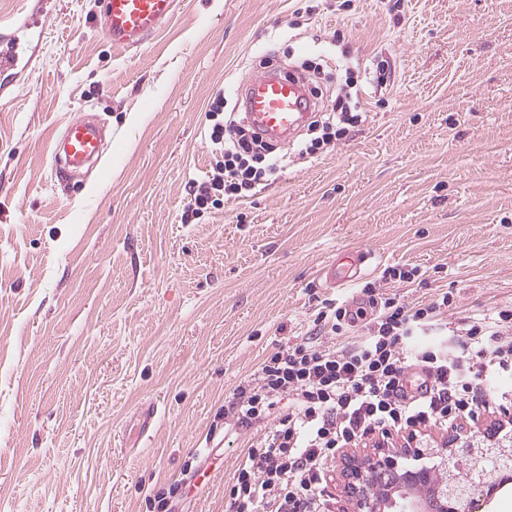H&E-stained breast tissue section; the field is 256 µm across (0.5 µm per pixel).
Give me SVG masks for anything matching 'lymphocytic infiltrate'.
Returning a JSON list of instances; mask_svg holds the SVG:
<instances>
[{"label":"lymphocytic infiltrate","instance_id":"lymphocytic-infiltrate-1","mask_svg":"<svg viewBox=\"0 0 512 512\" xmlns=\"http://www.w3.org/2000/svg\"><path fill=\"white\" fill-rule=\"evenodd\" d=\"M359 98L345 94L312 122L303 154L316 155L363 121ZM214 164L193 184L181 220L190 223L225 201L252 196L279 166L276 148L224 112L208 109ZM368 305L331 303L316 321L326 340L301 339L269 356L224 408V430H258L226 496L228 512H332L326 470L341 449L371 436L411 434L512 407V311L448 327L447 294L414 306L365 286ZM355 341L338 344L348 327ZM438 337L435 345L424 344Z\"/></svg>","mask_w":512,"mask_h":512}]
</instances>
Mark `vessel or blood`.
Segmentation results:
<instances>
[{"mask_svg":"<svg viewBox=\"0 0 512 512\" xmlns=\"http://www.w3.org/2000/svg\"><path fill=\"white\" fill-rule=\"evenodd\" d=\"M179 0H104L101 27L112 45L126 50L140 47L158 34L177 12ZM27 19L0 22V85L16 83L32 64ZM246 102L247 123L265 139H292L311 118L314 103L304 82L274 69L260 72L240 90ZM104 127L94 117L71 119L58 137L62 155L54 167L57 181H67L87 164L101 158ZM371 252L337 254L327 267L326 282L336 286L352 279L355 263L371 259Z\"/></svg>","mask_w":512,"mask_h":512,"instance_id":"obj_1","label":"vessel or blood"}]
</instances>
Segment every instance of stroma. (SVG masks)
<instances>
[{
    "instance_id": "stroma-1",
    "label": "stroma",
    "mask_w": 512,
    "mask_h": 512,
    "mask_svg": "<svg viewBox=\"0 0 512 512\" xmlns=\"http://www.w3.org/2000/svg\"><path fill=\"white\" fill-rule=\"evenodd\" d=\"M102 10L0 0L40 34L0 96V512H157L150 493L197 460L179 512H225L249 435L225 436L224 406L325 303L371 282L412 305L448 293L455 326L512 309V0H182L131 51ZM266 57L321 64L325 101L360 69L366 122L311 158L278 142L264 190L182 223L214 162L211 96L243 115ZM88 113L103 158L54 182L50 141ZM361 248L363 274L326 287ZM352 252H342L336 255V260L330 263L327 267L326 283L330 286L336 287L339 284H346L351 281L357 274V266L373 257V252L368 250L361 251L353 258ZM356 262V263H355ZM358 262V264H357ZM356 268L354 275H351V268Z\"/></svg>"
}]
</instances>
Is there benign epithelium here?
Here are the masks:
<instances>
[{
	"mask_svg": "<svg viewBox=\"0 0 512 512\" xmlns=\"http://www.w3.org/2000/svg\"><path fill=\"white\" fill-rule=\"evenodd\" d=\"M512 455V428L497 427L485 440L454 436L440 448H406L400 456L431 465L400 467L382 450L364 461L341 459L346 472L350 512H462L469 486L492 498L512 481V467H500Z\"/></svg>",
	"mask_w": 512,
	"mask_h": 512,
	"instance_id": "7a95c632",
	"label": "benign epithelium"
}]
</instances>
